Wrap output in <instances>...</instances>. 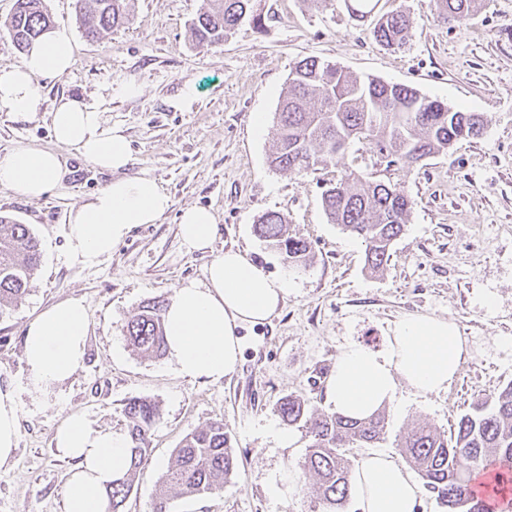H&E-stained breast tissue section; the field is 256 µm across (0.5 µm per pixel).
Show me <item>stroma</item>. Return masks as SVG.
<instances>
[{
  "instance_id": "1",
  "label": "stroma",
  "mask_w": 512,
  "mask_h": 512,
  "mask_svg": "<svg viewBox=\"0 0 512 512\" xmlns=\"http://www.w3.org/2000/svg\"><path fill=\"white\" fill-rule=\"evenodd\" d=\"M372 2V13L359 18L347 0H261L262 31L245 24L224 43L200 47L189 25L202 0H133L129 23L97 41L83 36L74 0H44L76 51L65 76L38 79L36 118L0 112V157L32 144L55 151L62 164L60 180L40 199L0 186V213L28 225L42 250L28 294L0 311V387L13 388L19 405L18 446L0 465V512H64L69 464L56 454V430L80 412L127 435L123 409L133 397L155 402L159 414L149 431L150 461L125 512H152L175 448L215 420L230 433L237 467L219 492L173 498L170 512H319L315 479L299 466L310 437L296 425L293 446L281 444L278 403L294 395L331 411L326 384L341 349L384 350L393 326L411 315L448 319L467 338L470 356L439 395L399 387L384 407L387 435L376 450L394 452L396 434L418 424L452 434L474 400L512 381V0H485L464 22L438 17L430 0ZM400 7L413 27L405 47L391 50L373 28L377 16ZM306 57L480 113L484 129L410 167H386L356 141L318 171L272 170L274 114L291 70ZM131 82L142 85L139 96L126 94ZM66 98L96 105L120 126L130 153L124 176H150L172 199L157 223L136 225L94 267L69 261L67 217L113 174L55 141L48 114ZM348 168L414 201L377 274L365 268L361 240L329 223L322 208L327 183ZM190 206L216 215L209 251L190 252L181 242L180 215ZM270 211L307 241V268L290 269L256 235L258 217ZM230 248L270 275L291 273L294 282L269 321L243 329L236 372L203 384L180 376L167 356L134 351L125 328L140 308L203 283L211 260ZM69 298L89 307L85 367L31 393L22 361L26 326Z\"/></svg>"
}]
</instances>
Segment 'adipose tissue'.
I'll return each mask as SVG.
<instances>
[{"instance_id": "adipose-tissue-1", "label": "adipose tissue", "mask_w": 512, "mask_h": 512, "mask_svg": "<svg viewBox=\"0 0 512 512\" xmlns=\"http://www.w3.org/2000/svg\"><path fill=\"white\" fill-rule=\"evenodd\" d=\"M74 51L66 32L52 30L32 45L20 64L0 68V112L36 117L41 108L37 79L64 75ZM49 118L57 143L116 174L69 216L68 258L92 267L109 256L135 225L157 223L172 200L151 177L121 176L129 162L126 137L91 105L64 99ZM60 173V159L49 149L20 145L0 158V185L22 198L42 197L56 185ZM216 232L211 210H183L179 235L187 251L211 250ZM292 289L290 275L271 276L240 251L229 249L213 258L204 284L175 289L164 312L167 353L176 372L206 383L230 377L241 359L240 329L268 321ZM87 333L88 309L79 298L55 303L29 322L22 358L30 392L63 383L83 369ZM467 356L464 337L448 320L409 317L395 325L384 350L356 343L341 350L328 381L329 398L336 412L365 418L394 398L399 383L421 397L447 390ZM55 447L73 463L65 512H105L107 487L129 466L127 440L73 413L57 431ZM351 485L359 512H416L421 497V487L409 470L385 452L365 455Z\"/></svg>"}]
</instances>
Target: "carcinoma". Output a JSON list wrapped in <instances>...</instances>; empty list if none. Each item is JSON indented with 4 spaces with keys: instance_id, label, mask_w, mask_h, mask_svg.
Listing matches in <instances>:
<instances>
[{
    "instance_id": "obj_1",
    "label": "carcinoma",
    "mask_w": 512,
    "mask_h": 512,
    "mask_svg": "<svg viewBox=\"0 0 512 512\" xmlns=\"http://www.w3.org/2000/svg\"><path fill=\"white\" fill-rule=\"evenodd\" d=\"M439 13L463 21L474 14L482 0H434ZM131 0H77V18L86 38L128 23ZM256 30L264 26L257 0H203L190 26L192 40L209 46L228 39L243 23ZM53 25L42 0H15L5 26L12 42L25 51ZM412 19L404 10L382 15L375 39L387 48L407 43ZM476 112L454 110L416 89L372 78H361L315 57L296 63L276 112L278 134L268 158L274 170L305 173L311 158L325 167L345 150L344 144L367 142L388 162L410 167L418 157L448 150L453 142L471 137ZM414 201L407 194L361 174L344 171L322 194V206L332 224L361 239L366 246V265L372 272L384 268L393 242L408 221ZM255 229L260 238L278 251L289 266H307V243L288 232L283 216L266 212ZM40 264V243L29 227L0 214V311L28 293ZM165 300L142 306L126 326V337L138 352L161 356L165 352L163 312ZM128 421L130 459L126 473L112 481L107 512H124L137 472L149 460L148 432L158 415L157 405L132 398L123 409ZM278 412L289 425L304 423L311 445L301 463L316 479V495L322 512H342L351 493L353 463L347 448H369L385 434V413L364 420L309 409L299 397L288 395ZM401 457L412 466L425 489L448 512L467 499L477 512H490L489 500L512 506V382L473 402L454 428V440L426 426L404 430L396 439ZM237 459L224 422L187 434L175 449L162 476L165 491L153 512H169L168 501L176 495L210 494L223 488L235 471Z\"/></svg>"
}]
</instances>
